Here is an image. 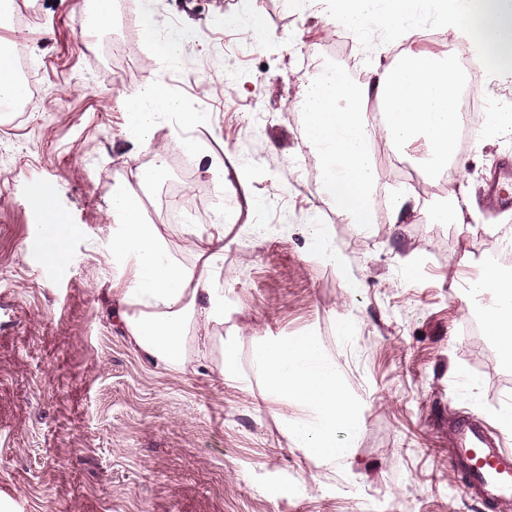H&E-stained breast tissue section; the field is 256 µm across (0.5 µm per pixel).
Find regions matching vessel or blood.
<instances>
[{
	"label": "vessel or blood",
	"mask_w": 512,
	"mask_h": 512,
	"mask_svg": "<svg viewBox=\"0 0 512 512\" xmlns=\"http://www.w3.org/2000/svg\"><path fill=\"white\" fill-rule=\"evenodd\" d=\"M487 192L502 207L512 206V166L491 176ZM448 460L465 475V496L491 505L512 501V450L493 441L482 420L462 418L455 423L448 438Z\"/></svg>",
	"instance_id": "obj_1"
}]
</instances>
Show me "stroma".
Here are the masks:
<instances>
[{"label":"stroma","instance_id":"obj_1","mask_svg":"<svg viewBox=\"0 0 512 512\" xmlns=\"http://www.w3.org/2000/svg\"><path fill=\"white\" fill-rule=\"evenodd\" d=\"M84 0H35L27 36L37 85L49 93L26 120L0 130V512H512L460 491L448 465L453 422L469 414L498 427L512 402V369L490 337L472 335L460 297L486 235L512 226L484 187L512 163V131L491 130L460 157L449 189L418 197L404 222L369 233L326 219L319 160L303 142L301 85L328 65L348 67V43L325 17L288 0H250L261 33L242 43L223 18L239 0H161L163 13L199 38L195 67L170 68L175 99L206 125L158 127L155 144L191 143V173L222 208L224 325L206 362L157 367L127 343L106 297L112 285V194L107 163L132 149L124 94L101 57L86 52ZM475 103L512 100V80L472 55ZM224 162V182L204 169ZM55 195L83 232L59 271L32 237L29 180ZM456 194L476 208L465 224H432L433 202ZM324 222L363 286L348 295L338 272L314 262L300 230ZM281 231L255 237L251 225ZM212 222L169 225L171 250L196 264ZM352 321L356 331L340 336ZM314 330L345 386L366 405L354 458L307 459L291 447L257 379L222 381L224 343L249 351L258 336ZM478 383L467 390L462 378Z\"/></svg>","mask_w":512,"mask_h":512}]
</instances>
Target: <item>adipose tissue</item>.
<instances>
[{"label": "adipose tissue", "instance_id": "1", "mask_svg": "<svg viewBox=\"0 0 512 512\" xmlns=\"http://www.w3.org/2000/svg\"><path fill=\"white\" fill-rule=\"evenodd\" d=\"M304 10L324 13L330 23L359 41L371 35L401 44L396 62L375 70L365 82L348 81L327 67L302 83L299 106L306 143L319 155V191L348 223H372L371 198L378 171L369 148L379 134L391 141L397 158L422 154L421 174L432 180L458 154V118L463 108L462 77L450 56L416 49L422 24L441 29L463 24L466 36L494 64L498 75L512 77V0H293ZM390 120L372 125L369 101ZM127 129L133 137L134 186L113 190L109 210L120 232L112 238V261L121 273L109 293L125 311L128 344L159 367L180 368L186 352L207 359L212 331L224 323V297L214 286L224 264V227L216 225L202 263L185 265L154 224L141 221L136 187L162 180L163 150L154 162H139L151 148L160 118L179 113L182 124L197 125L203 116L178 112L171 98L149 87L127 97ZM152 149V148H151ZM33 208L41 216L36 241L45 260L64 267L68 243L77 229L62 216L51 190H38ZM465 305L479 308L486 336L501 362L512 366V271L482 266L462 286ZM266 399L288 408L287 440L311 459L350 458L348 440L359 437L365 420L361 402L343 385L336 365L310 331L297 336L261 337L251 347L250 365Z\"/></svg>", "mask_w": 512, "mask_h": 512}]
</instances>
